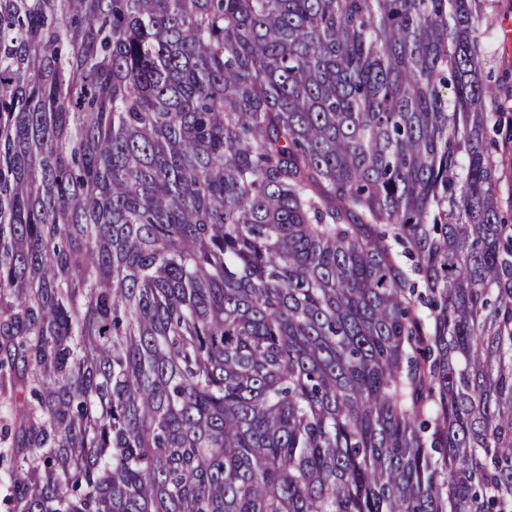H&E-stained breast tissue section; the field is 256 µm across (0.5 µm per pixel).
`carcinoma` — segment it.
<instances>
[{
    "instance_id": "cac0c4a2",
    "label": "carcinoma",
    "mask_w": 512,
    "mask_h": 512,
    "mask_svg": "<svg viewBox=\"0 0 512 512\" xmlns=\"http://www.w3.org/2000/svg\"><path fill=\"white\" fill-rule=\"evenodd\" d=\"M481 0H0L7 512H512Z\"/></svg>"
}]
</instances>
